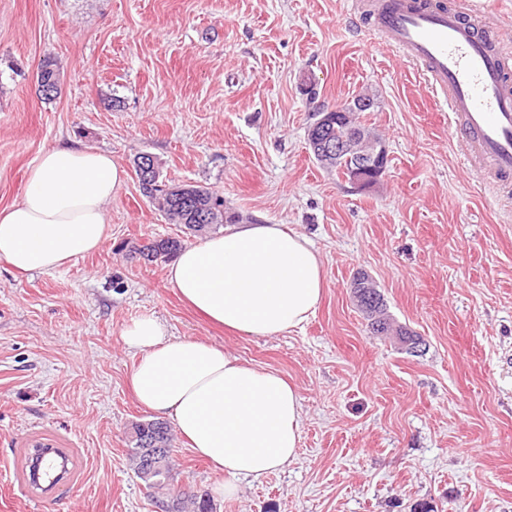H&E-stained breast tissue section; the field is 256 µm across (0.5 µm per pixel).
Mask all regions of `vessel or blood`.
<instances>
[{
  "mask_svg": "<svg viewBox=\"0 0 512 512\" xmlns=\"http://www.w3.org/2000/svg\"><path fill=\"white\" fill-rule=\"evenodd\" d=\"M371 31L447 107L448 126L484 183L512 174V54L490 18L442 0H377Z\"/></svg>",
  "mask_w": 512,
  "mask_h": 512,
  "instance_id": "vessel-or-blood-1",
  "label": "vessel or blood"
}]
</instances>
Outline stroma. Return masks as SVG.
I'll list each match as a JSON object with an SVG mask.
<instances>
[{
	"label": "stroma",
	"mask_w": 512,
	"mask_h": 512,
	"mask_svg": "<svg viewBox=\"0 0 512 512\" xmlns=\"http://www.w3.org/2000/svg\"><path fill=\"white\" fill-rule=\"evenodd\" d=\"M370 34L350 0H0V209L60 142L111 151L127 173L97 251L27 274L0 259V512H157L182 490L214 512H512V178L497 194L482 183L421 76ZM46 57L61 78L50 100ZM306 75L329 106L375 94L360 119L389 155L378 184L355 189L313 159ZM140 153L241 221L313 242L326 288L303 329L209 324L169 285L168 259L132 257L148 239L194 241L141 194ZM359 271L422 352L372 333L351 295ZM143 316L290 381L297 458L226 498L224 474L177 434L152 498L129 462L131 427L152 414L121 336ZM44 433L78 474L49 492L17 480ZM40 71L38 73V91L41 93V96L44 99L50 100L52 97H55L58 94L59 86H60V72L56 68V65L51 58L45 59L42 61L39 67ZM49 83L50 86L54 87L50 93H45V91L41 90V85Z\"/></svg>",
	"instance_id": "obj_1"
}]
</instances>
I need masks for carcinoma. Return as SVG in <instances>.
<instances>
[{
  "label": "carcinoma",
  "mask_w": 512,
  "mask_h": 512,
  "mask_svg": "<svg viewBox=\"0 0 512 512\" xmlns=\"http://www.w3.org/2000/svg\"><path fill=\"white\" fill-rule=\"evenodd\" d=\"M46 83L54 87L49 93H41V96L49 100L58 94L60 86V72L54 61L49 58L42 61L38 73V85ZM140 190L159 211L194 236L205 235L219 225L237 221L236 216L224 211V200L220 196L199 185L170 181L165 187L156 184L151 187L142 185ZM201 209H208L212 213V220L207 224H199L196 221L195 215ZM179 247L180 241L173 238L149 239L134 248L133 254L152 262L173 255ZM351 288L356 305L366 315L372 331L378 334L387 333L390 323L381 293L374 287L362 290L353 284ZM132 429L134 437L131 440L130 457L134 473L147 488L155 489L170 478V460H165L164 471L150 474L143 470L140 464L142 448L145 447L147 440H155L163 448L170 447V428L167 423L156 420L135 423ZM188 508L192 509V512H213L210 500L195 494L181 498L177 503V512H186Z\"/></svg>",
  "instance_id": "cac0c4a2"
}]
</instances>
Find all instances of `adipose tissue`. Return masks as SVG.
<instances>
[{
    "label": "adipose tissue",
    "mask_w": 512,
    "mask_h": 512,
    "mask_svg": "<svg viewBox=\"0 0 512 512\" xmlns=\"http://www.w3.org/2000/svg\"><path fill=\"white\" fill-rule=\"evenodd\" d=\"M124 170L110 152L60 143L33 164L22 198L0 210V257L17 271L49 272L97 249L108 237L105 205ZM183 300L246 336L297 330L326 286L306 236L280 224H237L185 246L167 268ZM140 354L131 374L137 401L170 419L191 448L227 475L218 492L238 493L298 454L302 406L278 372L243 363L223 347L168 336L154 317L122 330Z\"/></svg>",
    "instance_id": "adipose-tissue-1"
}]
</instances>
